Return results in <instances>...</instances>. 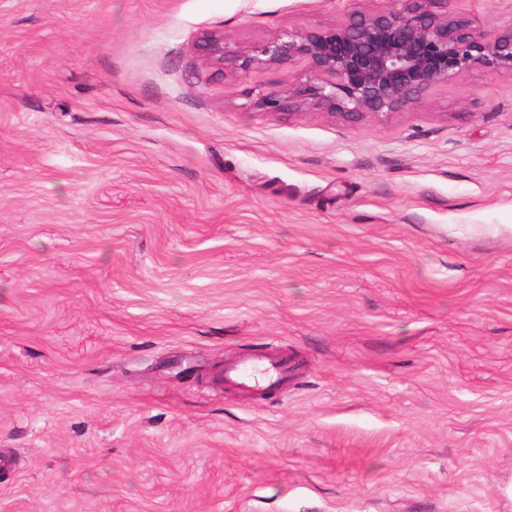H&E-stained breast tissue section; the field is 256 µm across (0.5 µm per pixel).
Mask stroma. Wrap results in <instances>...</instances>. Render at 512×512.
Here are the masks:
<instances>
[{
  "instance_id": "1",
  "label": "stroma",
  "mask_w": 512,
  "mask_h": 512,
  "mask_svg": "<svg viewBox=\"0 0 512 512\" xmlns=\"http://www.w3.org/2000/svg\"><path fill=\"white\" fill-rule=\"evenodd\" d=\"M346 11L0 0V512H512V76L348 124L197 48ZM293 366L286 359L266 361L262 358H243L224 367L219 381L234 380L249 387H275L291 377Z\"/></svg>"
}]
</instances>
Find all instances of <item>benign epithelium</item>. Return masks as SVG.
I'll return each instance as SVG.
<instances>
[{
	"mask_svg": "<svg viewBox=\"0 0 512 512\" xmlns=\"http://www.w3.org/2000/svg\"><path fill=\"white\" fill-rule=\"evenodd\" d=\"M384 11L352 8L328 27L286 30L252 49L231 50L208 31L198 48L219 73L303 63L305 78L259 92L265 112L325 110L346 122L413 109L436 85L472 70L512 74V23L478 29L452 11L453 0H393Z\"/></svg>",
	"mask_w": 512,
	"mask_h": 512,
	"instance_id": "obj_1",
	"label": "benign epithelium"
}]
</instances>
